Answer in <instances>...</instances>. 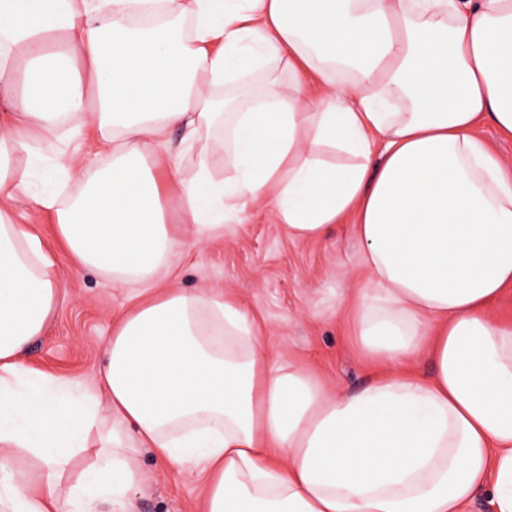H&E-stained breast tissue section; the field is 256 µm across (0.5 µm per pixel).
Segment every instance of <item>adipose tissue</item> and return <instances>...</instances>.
Wrapping results in <instances>:
<instances>
[{
    "label": "adipose tissue",
    "instance_id": "adipose-tissue-1",
    "mask_svg": "<svg viewBox=\"0 0 512 512\" xmlns=\"http://www.w3.org/2000/svg\"><path fill=\"white\" fill-rule=\"evenodd\" d=\"M487 119L512 137V0H0V512H135L146 451L201 476L199 512H512ZM21 202L127 294L95 386L24 360L60 292ZM253 207L304 240L352 220L362 389L231 294L170 287Z\"/></svg>",
    "mask_w": 512,
    "mask_h": 512
}]
</instances>
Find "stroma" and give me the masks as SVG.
Masks as SVG:
<instances>
[{
    "label": "stroma",
    "instance_id": "35a3bbf8",
    "mask_svg": "<svg viewBox=\"0 0 512 512\" xmlns=\"http://www.w3.org/2000/svg\"><path fill=\"white\" fill-rule=\"evenodd\" d=\"M358 263L351 225H338L318 241L299 240L256 208L223 238L186 254L175 285L234 295L264 324L280 353L315 368L330 385L356 390L369 382L371 372L339 323L336 289L359 287ZM57 286L63 302L25 359L40 371L93 383L112 313L127 296L97 272L74 270L64 260ZM141 465L144 486L136 512H195L202 486L193 474L170 470L147 452Z\"/></svg>",
    "mask_w": 512,
    "mask_h": 512
}]
</instances>
